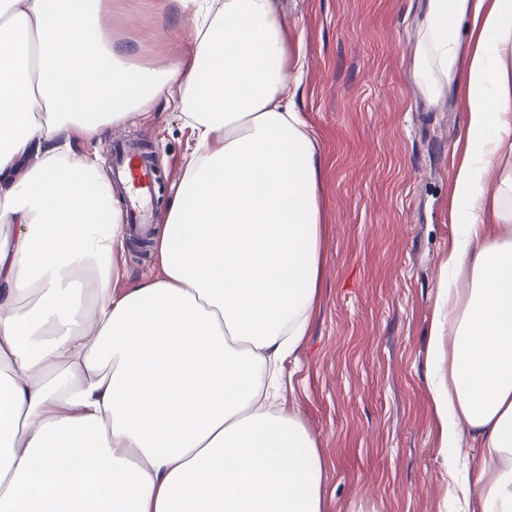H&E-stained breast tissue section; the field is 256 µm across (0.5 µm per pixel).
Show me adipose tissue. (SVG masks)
<instances>
[{
    "instance_id": "1",
    "label": "adipose tissue",
    "mask_w": 512,
    "mask_h": 512,
    "mask_svg": "<svg viewBox=\"0 0 512 512\" xmlns=\"http://www.w3.org/2000/svg\"><path fill=\"white\" fill-rule=\"evenodd\" d=\"M192 49L134 66L107 0H0V512H322L286 410L323 253V159L275 0H173ZM419 95L458 98L455 238L428 384L443 450L478 455L464 512H512V0H426ZM167 97L196 145L116 293L123 202L96 144ZM151 245L152 242L148 244L143 254H139L131 248V241L127 240L123 255L117 258L118 263L125 271L123 277L115 285L117 291L133 288L141 280L153 276L159 271L160 262Z\"/></svg>"
}]
</instances>
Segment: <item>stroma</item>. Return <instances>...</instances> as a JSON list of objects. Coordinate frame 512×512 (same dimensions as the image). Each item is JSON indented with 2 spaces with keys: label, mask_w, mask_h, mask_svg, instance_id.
<instances>
[{
  "label": "stroma",
  "mask_w": 512,
  "mask_h": 512,
  "mask_svg": "<svg viewBox=\"0 0 512 512\" xmlns=\"http://www.w3.org/2000/svg\"><path fill=\"white\" fill-rule=\"evenodd\" d=\"M107 32L169 61L189 43V19L158 0H122ZM423 0H279L306 62L296 102L325 160L324 264L319 299L285 398L318 437L326 466L323 512H455L450 470L426 385L428 334L441 263L454 242L452 174L465 113L428 105L412 79ZM117 135L147 143L163 180V226L191 127L165 99ZM116 290L160 267L126 248Z\"/></svg>",
  "instance_id": "1"
}]
</instances>
